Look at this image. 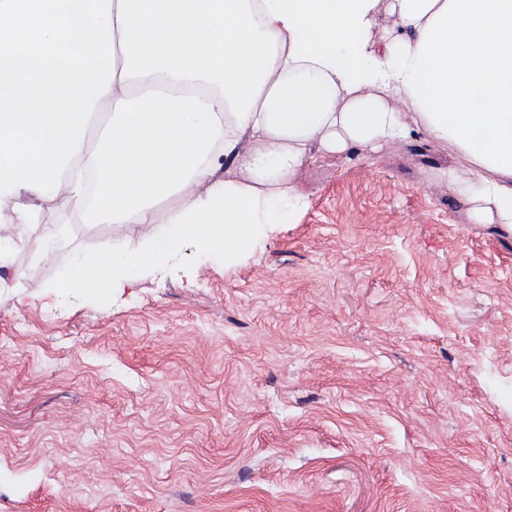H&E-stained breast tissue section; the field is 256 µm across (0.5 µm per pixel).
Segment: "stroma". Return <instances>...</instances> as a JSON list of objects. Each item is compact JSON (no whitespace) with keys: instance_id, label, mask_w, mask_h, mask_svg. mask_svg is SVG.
Here are the masks:
<instances>
[{"instance_id":"obj_1","label":"stroma","mask_w":512,"mask_h":512,"mask_svg":"<svg viewBox=\"0 0 512 512\" xmlns=\"http://www.w3.org/2000/svg\"><path fill=\"white\" fill-rule=\"evenodd\" d=\"M416 137L316 155L224 260L51 291L126 225L42 204L0 275V512H512V233Z\"/></svg>"}]
</instances>
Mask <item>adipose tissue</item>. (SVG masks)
Masks as SVG:
<instances>
[{
    "mask_svg": "<svg viewBox=\"0 0 512 512\" xmlns=\"http://www.w3.org/2000/svg\"><path fill=\"white\" fill-rule=\"evenodd\" d=\"M380 1L0 0V263L36 203L82 213L90 169L94 217L138 245L75 253L59 287L135 280L189 241L229 259L291 221L312 152L417 132L512 232V0H384L400 32L378 44Z\"/></svg>",
    "mask_w": 512,
    "mask_h": 512,
    "instance_id": "ef3b65f1",
    "label": "adipose tissue"
}]
</instances>
